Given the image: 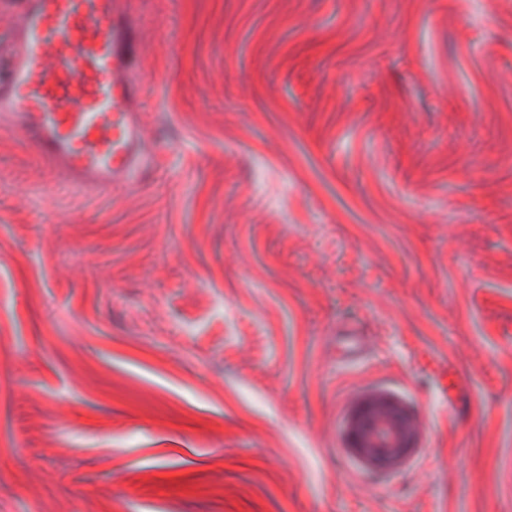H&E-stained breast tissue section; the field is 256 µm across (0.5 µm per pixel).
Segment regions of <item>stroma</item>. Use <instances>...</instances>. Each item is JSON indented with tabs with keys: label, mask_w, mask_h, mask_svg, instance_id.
I'll list each match as a JSON object with an SVG mask.
<instances>
[{
	"label": "stroma",
	"mask_w": 512,
	"mask_h": 512,
	"mask_svg": "<svg viewBox=\"0 0 512 512\" xmlns=\"http://www.w3.org/2000/svg\"><path fill=\"white\" fill-rule=\"evenodd\" d=\"M125 7L145 182L0 116V512H512V0ZM356 390L424 439L384 488ZM338 347L342 357L349 363L356 362L364 352L366 341L358 328L348 326L341 329L338 333Z\"/></svg>",
	"instance_id": "35a3bbf8"
}]
</instances>
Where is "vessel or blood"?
<instances>
[{"label":"vessel or blood","instance_id":"vessel-or-blood-1","mask_svg":"<svg viewBox=\"0 0 512 512\" xmlns=\"http://www.w3.org/2000/svg\"><path fill=\"white\" fill-rule=\"evenodd\" d=\"M9 31L16 53L0 61V112L55 172L95 189L136 186L148 173L145 133L134 111L141 87L139 33L119 0H16ZM356 362L366 341L357 327L338 333ZM369 472L389 475L422 457L410 448H349Z\"/></svg>","mask_w":512,"mask_h":512}]
</instances>
